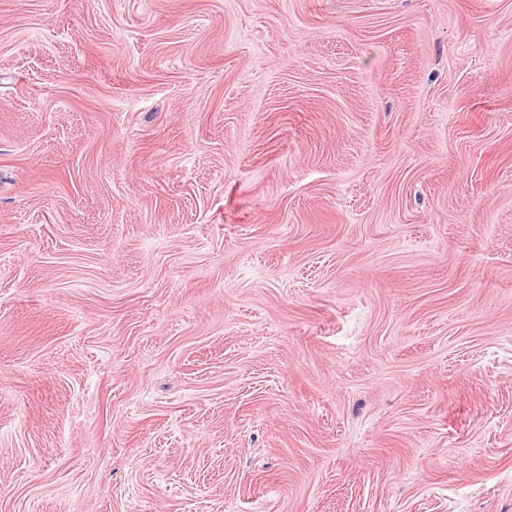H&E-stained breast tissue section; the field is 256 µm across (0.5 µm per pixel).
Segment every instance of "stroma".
Returning <instances> with one entry per match:
<instances>
[{
    "mask_svg": "<svg viewBox=\"0 0 512 512\" xmlns=\"http://www.w3.org/2000/svg\"><path fill=\"white\" fill-rule=\"evenodd\" d=\"M0 512H512V0H0Z\"/></svg>",
    "mask_w": 512,
    "mask_h": 512,
    "instance_id": "1",
    "label": "stroma"
}]
</instances>
